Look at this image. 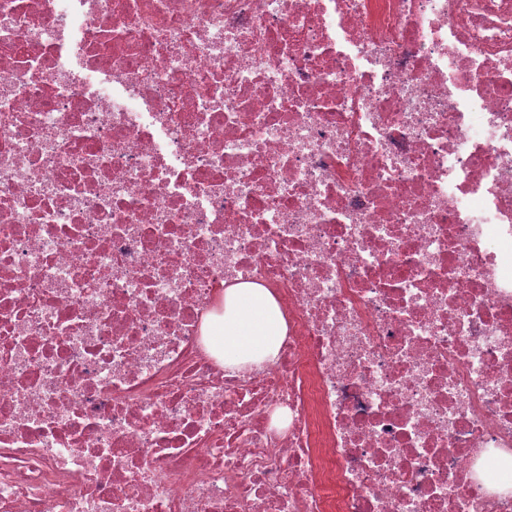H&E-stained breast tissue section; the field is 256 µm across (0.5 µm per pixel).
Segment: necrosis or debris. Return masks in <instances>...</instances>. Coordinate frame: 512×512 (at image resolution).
I'll list each match as a JSON object with an SVG mask.
<instances>
[{
	"mask_svg": "<svg viewBox=\"0 0 512 512\" xmlns=\"http://www.w3.org/2000/svg\"><path fill=\"white\" fill-rule=\"evenodd\" d=\"M506 455L512 0H0V512H512ZM217 319L208 323L207 335L220 348L225 366L260 367L277 357L287 327L267 288L249 282L225 288L223 321Z\"/></svg>",
	"mask_w": 512,
	"mask_h": 512,
	"instance_id": "4bbe7bcc",
	"label": "necrosis or debris"
}]
</instances>
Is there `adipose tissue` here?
I'll return each mask as SVG.
<instances>
[{"mask_svg":"<svg viewBox=\"0 0 512 512\" xmlns=\"http://www.w3.org/2000/svg\"><path fill=\"white\" fill-rule=\"evenodd\" d=\"M286 331L271 292L249 282L225 289L223 320L207 326V335L219 347L225 366L237 369L274 360Z\"/></svg>","mask_w":512,"mask_h":512,"instance_id":"ef3b65f1","label":"adipose tissue"}]
</instances>
